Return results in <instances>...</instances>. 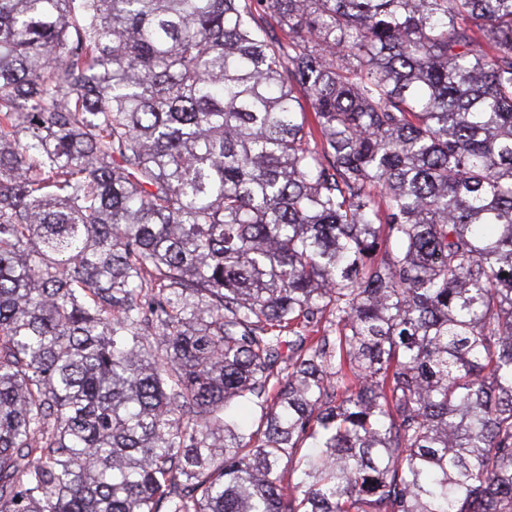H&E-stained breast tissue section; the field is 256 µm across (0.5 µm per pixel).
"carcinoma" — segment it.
I'll use <instances>...</instances> for the list:
<instances>
[{
	"label": "carcinoma",
	"instance_id": "1",
	"mask_svg": "<svg viewBox=\"0 0 512 512\" xmlns=\"http://www.w3.org/2000/svg\"><path fill=\"white\" fill-rule=\"evenodd\" d=\"M0 512H512V0H0Z\"/></svg>",
	"mask_w": 512,
	"mask_h": 512
}]
</instances>
